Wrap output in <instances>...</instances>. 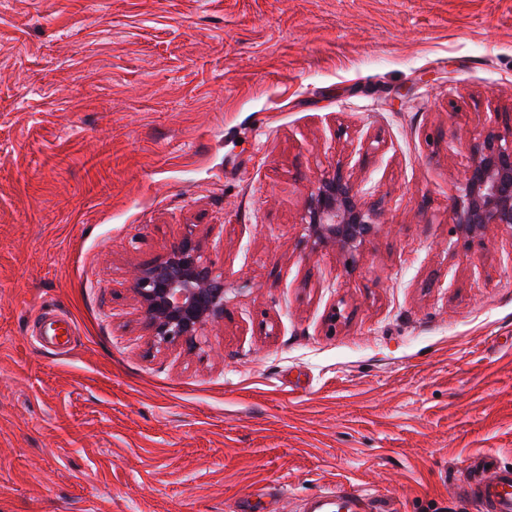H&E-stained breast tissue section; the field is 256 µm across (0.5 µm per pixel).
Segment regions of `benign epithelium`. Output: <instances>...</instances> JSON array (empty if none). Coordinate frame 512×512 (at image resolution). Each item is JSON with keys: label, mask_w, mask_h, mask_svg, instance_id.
Wrapping results in <instances>:
<instances>
[{"label": "benign epithelium", "mask_w": 512, "mask_h": 512, "mask_svg": "<svg viewBox=\"0 0 512 512\" xmlns=\"http://www.w3.org/2000/svg\"><path fill=\"white\" fill-rule=\"evenodd\" d=\"M455 224L467 239L492 225L512 227V126L491 129L472 146ZM308 235L349 256L381 227L374 205L362 199L343 169L323 177L307 204ZM133 290L153 341L197 346L204 327L224 316V276L204 259L192 233L184 234L156 262L136 271Z\"/></svg>", "instance_id": "1"}]
</instances>
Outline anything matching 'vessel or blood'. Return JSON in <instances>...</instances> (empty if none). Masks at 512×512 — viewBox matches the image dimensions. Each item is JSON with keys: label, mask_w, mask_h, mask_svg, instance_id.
I'll list each match as a JSON object with an SVG mask.
<instances>
[{"label": "vessel or blood", "mask_w": 512, "mask_h": 512, "mask_svg": "<svg viewBox=\"0 0 512 512\" xmlns=\"http://www.w3.org/2000/svg\"><path fill=\"white\" fill-rule=\"evenodd\" d=\"M465 491L479 512H512V469L493 463L491 457L468 459L464 466ZM306 512H386L379 499L359 488H330L312 496Z\"/></svg>", "instance_id": "obj_1"}]
</instances>
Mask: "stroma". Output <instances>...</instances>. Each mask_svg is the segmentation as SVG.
<instances>
[{"label": "stroma", "instance_id": "1", "mask_svg": "<svg viewBox=\"0 0 512 512\" xmlns=\"http://www.w3.org/2000/svg\"><path fill=\"white\" fill-rule=\"evenodd\" d=\"M511 113L512 0H0V512H478L512 228L452 200ZM339 166L382 221L352 261L305 228ZM189 231L226 307L165 347L132 272ZM306 512H387L379 499L359 488L326 489L309 499Z\"/></svg>", "mask_w": 512, "mask_h": 512}]
</instances>
